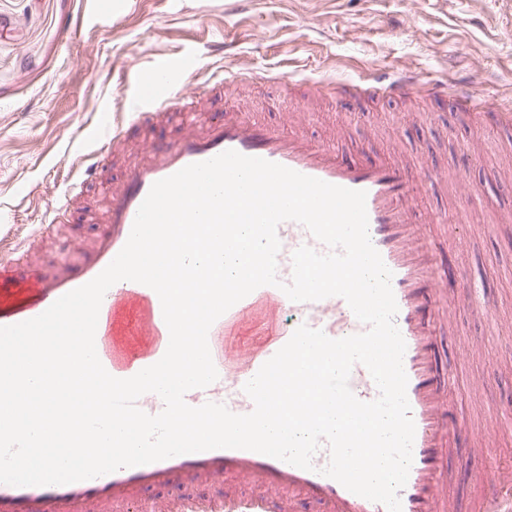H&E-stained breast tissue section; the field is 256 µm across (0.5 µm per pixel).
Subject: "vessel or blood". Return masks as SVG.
I'll list each match as a JSON object with an SVG mask.
<instances>
[{
	"label": "vessel or blood",
	"instance_id": "vessel-or-blood-1",
	"mask_svg": "<svg viewBox=\"0 0 512 512\" xmlns=\"http://www.w3.org/2000/svg\"><path fill=\"white\" fill-rule=\"evenodd\" d=\"M187 80L188 70L180 62L156 63L139 85L138 101L129 107L133 118L127 127L113 131L108 149L77 156L76 177L59 203L64 210L76 207L86 187L104 177L113 156L123 154L128 132L149 131L160 122L176 125L170 140L126 156L124 170L108 192L102 231L65 268L36 276L24 289L23 300H0V326L39 316L61 296L94 279L126 244L138 209L155 182L224 151L259 157L332 185L365 191L370 240L392 273L397 303L394 322L406 343L403 367L415 423L413 460L399 492L401 512H457L446 486L458 478L448 462L458 453L462 425L450 395L453 379L440 366L437 329L455 318L458 292L448 286L452 274L443 267V251L430 234L431 225L440 218L422 212L417 202L420 193L431 191L432 173L416 161L349 158L338 141L315 139L299 122L287 128L238 108L201 113V106L222 97L237 79L229 76L199 84L191 92L186 89ZM381 85L398 100L427 92L432 99L448 101L454 112L462 111L471 98L467 91L449 95L447 85L423 83L418 74L407 70L393 72ZM190 96L195 97V106H186ZM277 234L279 286L257 288L213 323L208 344L218 378L207 387L189 390L184 396L188 405L214 402L236 414L250 413L254 403L244 391L245 384L299 326L322 330L332 339L365 332V324L341 297L312 302L287 297L282 287L292 280L293 252L304 245L323 254L328 248L294 221L282 222ZM129 312L135 319L134 333L142 338L135 350L128 349L117 325ZM250 314L276 321L278 328L272 338L244 356L230 355L224 337ZM168 344L161 301L152 288L125 280L107 290L95 346L110 375L135 376L158 362ZM349 387L364 402L379 396L368 369L360 364L351 371ZM329 459L324 443L309 470L245 449L187 453L64 485L0 484V512H388L386 505L356 495L323 475ZM496 473L493 483L485 474H470V481L482 488L475 512H512V464L497 468ZM154 490L162 491V498L145 507L146 494Z\"/></svg>",
	"mask_w": 512,
	"mask_h": 512
}]
</instances>
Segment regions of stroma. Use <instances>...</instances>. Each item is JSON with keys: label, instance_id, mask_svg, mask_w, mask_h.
<instances>
[{"label": "stroma", "instance_id": "1", "mask_svg": "<svg viewBox=\"0 0 512 512\" xmlns=\"http://www.w3.org/2000/svg\"><path fill=\"white\" fill-rule=\"evenodd\" d=\"M97 2L0 0V230L42 268L100 233L101 210L55 224L51 207L71 159L111 136L109 115L159 57L187 60L199 76L228 66L251 79L254 104L274 122L296 104L294 80L307 76L369 88L375 74L409 69L452 93L467 87L512 102V0H125L109 17L95 15ZM70 17L77 27L67 33ZM479 112L428 98L344 105L332 96L307 130L319 138L341 120L349 153L428 143L439 173L464 165L454 192L435 189L423 206L451 218L469 194L480 215L443 261L456 287L480 289L487 312H458L441 366L464 426L491 445L463 464L486 473L491 458L512 460V127L488 128Z\"/></svg>", "mask_w": 512, "mask_h": 512}]
</instances>
